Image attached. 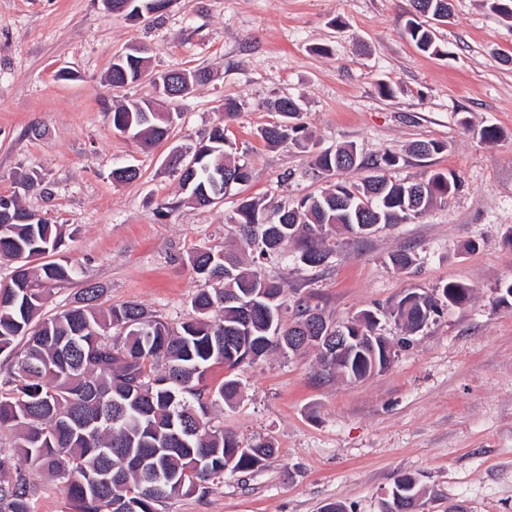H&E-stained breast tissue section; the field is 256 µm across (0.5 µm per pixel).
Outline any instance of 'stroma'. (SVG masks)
I'll list each match as a JSON object with an SVG mask.
<instances>
[{"instance_id": "stroma-1", "label": "stroma", "mask_w": 512, "mask_h": 512, "mask_svg": "<svg viewBox=\"0 0 512 512\" xmlns=\"http://www.w3.org/2000/svg\"><path fill=\"white\" fill-rule=\"evenodd\" d=\"M451 3L448 21L434 27L435 55L404 33L409 0H172L144 20L109 13L101 0H0V195L64 225L62 253L77 268L75 280L49 290L44 315L97 283L103 306L132 301L173 326L196 318L189 254L232 245L225 219L241 199L272 209L330 187L333 177L312 166L317 151L354 144L360 166L346 175L354 182L388 151L399 157L389 178L459 180L447 202L417 219L366 238L336 235L320 266L290 255L263 262L285 289L286 322L300 298L336 323L451 279L472 297L396 344L389 367L360 382L327 373L311 352L240 366L238 400L216 402L210 424L243 442L268 438L275 456L161 512H323L330 503L382 512L401 475L415 478L420 512H512V298L502 292L512 282V19L486 0ZM136 47L148 48L152 71L210 74L172 103L179 117L168 140L149 147L111 122L129 100L157 97L146 77L110 83L114 58ZM384 83L394 97L380 93ZM281 97L298 102L313 153L260 138ZM228 98L241 108L225 121ZM219 122L250 180L217 204L159 216L158 204L182 196L170 150ZM488 125L499 129L496 141L481 139ZM33 126L44 136L31 135ZM431 140L440 151L411 153ZM121 165L136 166L138 178L114 182ZM34 171L44 192L17 194ZM400 251L414 259L404 270L391 263ZM22 466L37 487L33 512H69L61 484L25 466L11 431L0 430V473Z\"/></svg>"}]
</instances>
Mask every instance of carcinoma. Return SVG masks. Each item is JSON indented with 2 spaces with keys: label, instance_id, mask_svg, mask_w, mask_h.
<instances>
[{
  "label": "carcinoma",
  "instance_id": "carcinoma-1",
  "mask_svg": "<svg viewBox=\"0 0 512 512\" xmlns=\"http://www.w3.org/2000/svg\"><path fill=\"white\" fill-rule=\"evenodd\" d=\"M414 11L433 16L450 11L449 0H411ZM406 35L423 52L439 54L435 33L426 21L409 20ZM147 69L144 51L114 59L110 82L122 88L138 81ZM281 120L260 130L269 147L289 143L309 149L311 138L300 123V107L292 98L272 104ZM150 101H133L112 112V126L150 143L170 134L171 126L149 121ZM194 161L180 173L187 188L184 202L208 206L217 178L241 184L251 173L232 157L224 122L193 146ZM326 176L360 166L355 147L339 145L313 158ZM455 176L434 173L419 182L384 175L361 183L338 180L291 208L267 209L243 200L227 218L240 242V252L195 250L188 258L202 288L191 304L199 317L177 329L133 302L100 308L105 288L96 283L80 289L72 305L41 316L48 288L73 280L76 270L61 256L30 267L33 259L64 245L61 224H51L21 210L18 195H0V259L14 263L11 282L0 285V354L12 359L0 381V428L14 435V448L32 464L47 469L63 484L70 512H159L173 496H190L224 472L247 473L275 453L271 441L246 444L208 427L206 416L217 400L232 402L239 381L231 376L240 365L254 363L274 351L318 352L321 365L360 380L387 369L392 340L378 332V313L365 310L345 323L318 317L316 335L335 337L344 330L355 337L341 350L325 341H293L304 335L317 309L295 304L292 322L281 324L285 289L243 259L246 252L264 259L295 246L297 258L318 266L333 252L331 235L343 230L365 237L377 230L418 218L457 191ZM471 298V288L450 280L433 292H411L388 309L401 331L414 336L451 306ZM224 366L229 375L220 385L207 384L210 368ZM36 487L24 470L0 479V512H32ZM388 503L401 512H418L420 490L408 476L398 478Z\"/></svg>",
  "mask_w": 512,
  "mask_h": 512
}]
</instances>
